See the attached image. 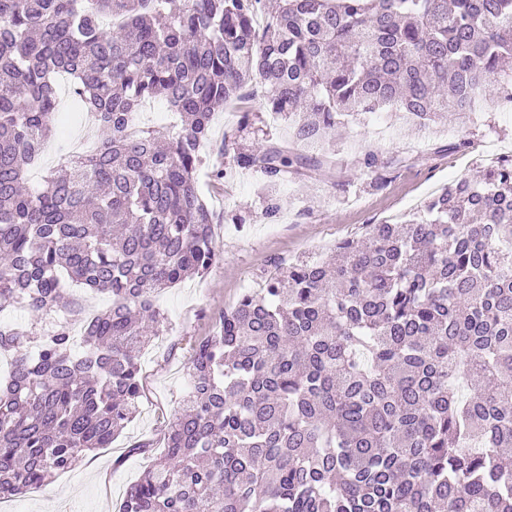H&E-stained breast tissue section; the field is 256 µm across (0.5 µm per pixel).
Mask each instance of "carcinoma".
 Returning a JSON list of instances; mask_svg holds the SVG:
<instances>
[{"instance_id": "1", "label": "carcinoma", "mask_w": 512, "mask_h": 512, "mask_svg": "<svg viewBox=\"0 0 512 512\" xmlns=\"http://www.w3.org/2000/svg\"><path fill=\"white\" fill-rule=\"evenodd\" d=\"M0 0V499L107 448L143 394L156 296L219 259L195 172L213 115L259 78L285 148L229 165L273 188L339 126L428 128L512 83V0ZM108 137L38 187L57 79ZM162 98L167 132L138 123ZM369 151L363 175L387 182ZM111 298L83 316L67 285ZM39 349L32 355L28 344ZM191 391L118 512H512V156L397 223L276 263L188 340Z\"/></svg>"}]
</instances>
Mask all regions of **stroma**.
I'll return each instance as SVG.
<instances>
[{
	"instance_id": "35a3bbf8",
	"label": "stroma",
	"mask_w": 512,
	"mask_h": 512,
	"mask_svg": "<svg viewBox=\"0 0 512 512\" xmlns=\"http://www.w3.org/2000/svg\"><path fill=\"white\" fill-rule=\"evenodd\" d=\"M263 95V84L252 82L244 99L229 103L212 120L196 181L214 216L221 257L206 273L158 295L165 323L140 357L144 395L138 412L110 447L89 453L48 486L0 503V512H116L152 455L162 450L166 425L188 392L186 337L207 335L218 313L259 287L273 261L315 256L360 236L364 225L401 221L444 185L512 155V108L504 107L503 90L469 121L451 115L425 133L377 112L334 135L328 149H312L323 167L281 182L276 188L281 208L268 216L259 201L265 187L260 173L237 168L222 179L214 177L225 164V137L238 135L245 147L265 138L287 140V122L261 111ZM59 110L66 132L51 138L50 153L41 155L28 174L29 185L61 163L72 137L84 129L83 108L69 88L59 90ZM245 110L252 113V125L242 132L238 123ZM369 150L390 162L388 181L379 189L361 175ZM236 215L241 223H233ZM141 443L150 444L149 453H133Z\"/></svg>"
}]
</instances>
